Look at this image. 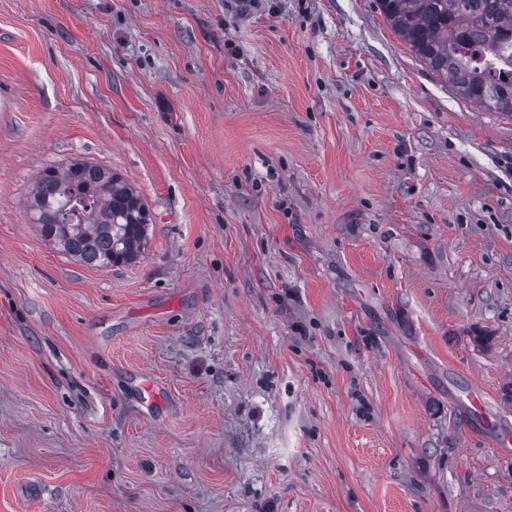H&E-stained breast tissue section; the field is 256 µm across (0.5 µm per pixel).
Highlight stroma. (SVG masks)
Masks as SVG:
<instances>
[{
	"instance_id": "obj_1",
	"label": "stroma",
	"mask_w": 512,
	"mask_h": 512,
	"mask_svg": "<svg viewBox=\"0 0 512 512\" xmlns=\"http://www.w3.org/2000/svg\"><path fill=\"white\" fill-rule=\"evenodd\" d=\"M74 158L135 263L32 223ZM511 383L512 119L375 0H0V512H512ZM28 210L50 246L87 266L131 264L147 246V205L104 165L73 160L45 167Z\"/></svg>"
}]
</instances>
